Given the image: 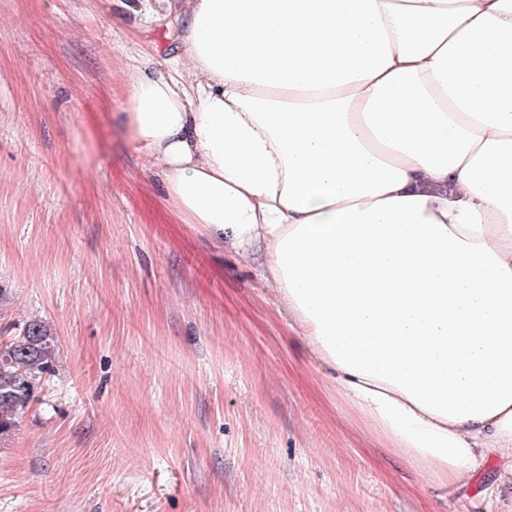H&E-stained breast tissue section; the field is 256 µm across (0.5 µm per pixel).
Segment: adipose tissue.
Segmentation results:
<instances>
[{"instance_id": "obj_1", "label": "adipose tissue", "mask_w": 512, "mask_h": 512, "mask_svg": "<svg viewBox=\"0 0 512 512\" xmlns=\"http://www.w3.org/2000/svg\"><path fill=\"white\" fill-rule=\"evenodd\" d=\"M126 123L386 447L512 473V0H141Z\"/></svg>"}]
</instances>
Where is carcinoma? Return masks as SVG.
Here are the masks:
<instances>
[{
	"label": "carcinoma",
	"mask_w": 512,
	"mask_h": 512,
	"mask_svg": "<svg viewBox=\"0 0 512 512\" xmlns=\"http://www.w3.org/2000/svg\"><path fill=\"white\" fill-rule=\"evenodd\" d=\"M56 338L47 327L32 321L10 341L0 344V437L16 425L35 389L51 366Z\"/></svg>",
	"instance_id": "carcinoma-1"
}]
</instances>
